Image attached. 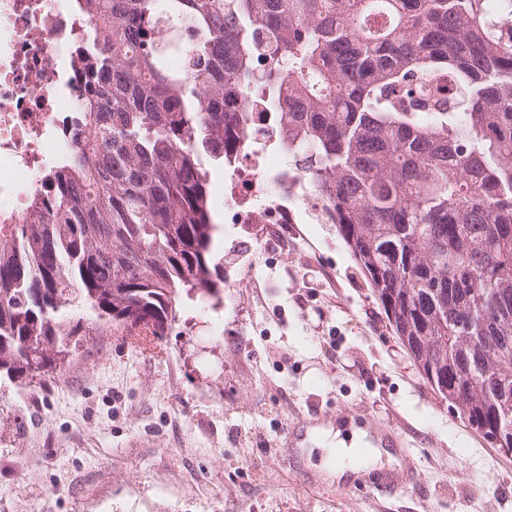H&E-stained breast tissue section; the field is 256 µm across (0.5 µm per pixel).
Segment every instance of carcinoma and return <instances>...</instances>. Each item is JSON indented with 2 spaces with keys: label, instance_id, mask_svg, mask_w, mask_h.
Returning <instances> with one entry per match:
<instances>
[{
  "label": "carcinoma",
  "instance_id": "cac0c4a2",
  "mask_svg": "<svg viewBox=\"0 0 512 512\" xmlns=\"http://www.w3.org/2000/svg\"><path fill=\"white\" fill-rule=\"evenodd\" d=\"M94 66L73 150L0 224V376L64 366L83 310L164 336L220 297L205 164L268 98L322 213L433 392L512 414V0H76Z\"/></svg>",
  "mask_w": 512,
  "mask_h": 512
}]
</instances>
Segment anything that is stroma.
Instances as JSON below:
<instances>
[{
  "mask_svg": "<svg viewBox=\"0 0 512 512\" xmlns=\"http://www.w3.org/2000/svg\"><path fill=\"white\" fill-rule=\"evenodd\" d=\"M208 192L220 298L181 300L159 339L87 330L43 383L0 379V512H512V454L431 390L320 206L289 197L282 251L274 225L233 223L223 178ZM388 422L409 454L367 470L418 482L342 490L326 449Z\"/></svg>",
  "mask_w": 512,
  "mask_h": 512,
  "instance_id": "obj_1",
  "label": "stroma"
}]
</instances>
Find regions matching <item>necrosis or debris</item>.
Instances as JSON below:
<instances>
[{"label": "necrosis or debris", "mask_w": 512, "mask_h": 512, "mask_svg": "<svg viewBox=\"0 0 512 512\" xmlns=\"http://www.w3.org/2000/svg\"><path fill=\"white\" fill-rule=\"evenodd\" d=\"M90 25L73 0H0V223L21 224L43 172L68 152L66 118L84 93L78 52ZM250 145L225 169L224 202L241 224H284L301 178L277 160L281 130L262 103L246 114Z\"/></svg>", "instance_id": "4bbe7bcc"}]
</instances>
